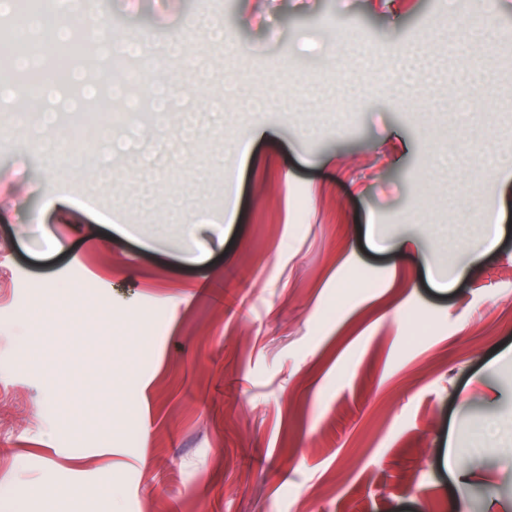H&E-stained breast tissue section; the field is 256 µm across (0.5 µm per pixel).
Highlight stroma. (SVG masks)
Here are the masks:
<instances>
[{
	"mask_svg": "<svg viewBox=\"0 0 512 512\" xmlns=\"http://www.w3.org/2000/svg\"><path fill=\"white\" fill-rule=\"evenodd\" d=\"M94 7L158 44L229 21L246 53L199 40L161 71L197 103L195 143L147 111L69 113L150 135L108 182L102 144H78L89 177L63 209H43L53 129L0 111V512H512V183L493 176L512 149V0ZM472 14L493 52L458 47ZM337 34L360 45L342 64ZM400 45L428 57L405 91ZM215 66L270 111H208ZM246 136V156L225 149ZM448 141L483 169L444 171ZM412 213L420 247L401 251ZM495 218L498 246L467 254ZM456 261L466 275L437 287L428 263ZM452 442L473 460L462 486Z\"/></svg>",
	"mask_w": 512,
	"mask_h": 512,
	"instance_id": "obj_1",
	"label": "stroma"
}]
</instances>
